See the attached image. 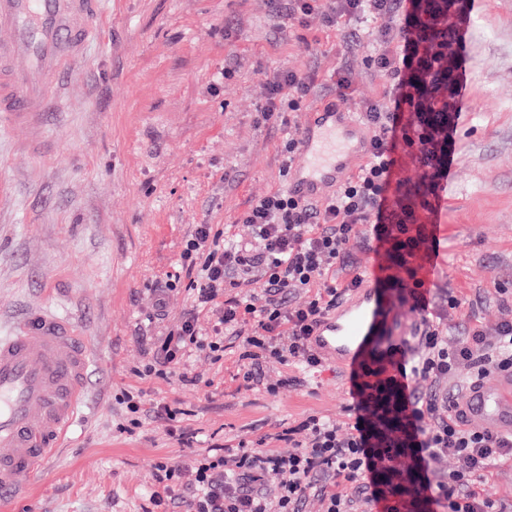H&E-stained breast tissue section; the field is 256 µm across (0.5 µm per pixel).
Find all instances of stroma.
Listing matches in <instances>:
<instances>
[{
	"instance_id": "stroma-1",
	"label": "stroma",
	"mask_w": 512,
	"mask_h": 512,
	"mask_svg": "<svg viewBox=\"0 0 512 512\" xmlns=\"http://www.w3.org/2000/svg\"><path fill=\"white\" fill-rule=\"evenodd\" d=\"M102 37L73 77L71 103L23 125L0 123V334L31 306L71 316L99 363L86 416L14 512H144L154 465L186 461L160 421L116 432L117 394L184 409L195 449L254 440L318 414L344 423L345 371L325 361L306 381L269 394L243 387L241 349L189 361L201 385L139 378L156 287L176 270L197 224L247 239L250 200L290 182L288 139L307 112L361 111L382 98L376 45L351 23L324 27L282 15L275 0H103ZM468 77L446 199L424 213L439 249L425 273L433 293L466 298L476 324L512 318V0H472L460 50ZM288 66L310 92L300 110L265 124V72ZM348 87L337 97L338 73Z\"/></svg>"
}]
</instances>
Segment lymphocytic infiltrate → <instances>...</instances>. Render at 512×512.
I'll use <instances>...</instances> for the list:
<instances>
[{"instance_id":"f902f5d3","label":"lymphocytic infiltrate","mask_w":512,"mask_h":512,"mask_svg":"<svg viewBox=\"0 0 512 512\" xmlns=\"http://www.w3.org/2000/svg\"><path fill=\"white\" fill-rule=\"evenodd\" d=\"M288 17L311 18L331 27L348 19L377 44L370 63L389 81L386 95L361 115L371 132L367 159L328 196L307 200L282 189L251 201L243 215L249 241L235 240L217 224L195 225L179 254L180 273L157 294L164 308L172 293H187L189 306L168 329L152 361L139 374L199 379L187 358L224 356V339H241L242 382L275 393L265 368L276 362L311 374L323 365L312 347L314 327L359 283L336 282L329 272L349 262L355 225L367 224L385 256V285L400 303L464 314L466 300L442 295L429 303L420 275L436 254L433 225L441 183L453 158L462 92L457 50L469 21V0H277ZM383 17L400 18L381 27ZM262 111L276 124L283 110H299L309 85L282 66L265 73ZM404 146L429 174L423 198L393 187L394 152ZM211 316L210 332L198 325ZM411 351L394 374L363 369L353 383L351 424L307 416L294 426L215 445L190 462H159V486L150 497L162 512H304L316 497L320 512H499L480 487L488 469L512 461V436L467 426L454 410L443 380L469 365L472 382L512 373V320L495 336L470 326L456 345L448 329L424 317L409 338ZM287 444L288 453L277 450ZM455 466L441 471L439 459Z\"/></svg>"}]
</instances>
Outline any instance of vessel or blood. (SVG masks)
<instances>
[{"label": "vessel or blood", "mask_w": 512, "mask_h": 512, "mask_svg": "<svg viewBox=\"0 0 512 512\" xmlns=\"http://www.w3.org/2000/svg\"><path fill=\"white\" fill-rule=\"evenodd\" d=\"M101 0H0V118L23 123L57 112L89 42L100 35ZM369 137L346 109L307 113L301 158L290 187L315 199L339 185L367 151ZM382 273L363 277L351 300L315 328L313 348L349 372L371 358L400 362L401 337ZM96 352L80 326L43 308H28L0 336V512L27 492L61 448L85 403ZM453 404L482 429L512 435V376L469 386Z\"/></svg>", "instance_id": "b4317fda"}]
</instances>
